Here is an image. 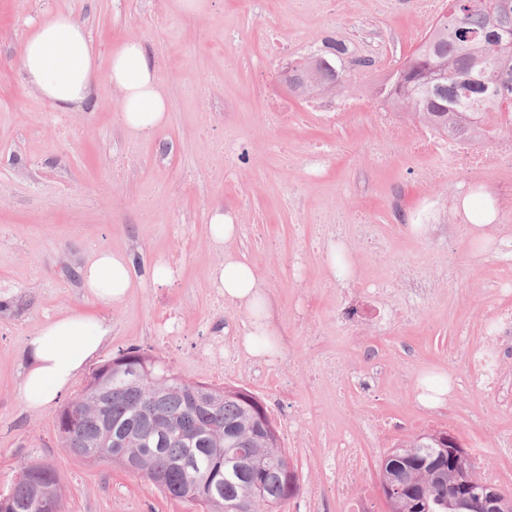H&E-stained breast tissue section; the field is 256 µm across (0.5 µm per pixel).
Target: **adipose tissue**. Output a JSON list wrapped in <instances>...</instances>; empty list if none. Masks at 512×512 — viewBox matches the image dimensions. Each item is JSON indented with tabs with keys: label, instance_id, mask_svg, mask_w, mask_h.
<instances>
[{
	"label": "adipose tissue",
	"instance_id": "1",
	"mask_svg": "<svg viewBox=\"0 0 512 512\" xmlns=\"http://www.w3.org/2000/svg\"><path fill=\"white\" fill-rule=\"evenodd\" d=\"M99 51L86 25L70 11L59 9L47 19L28 25L21 45L20 64L30 91L67 112L90 101L99 77H107L119 104V119L131 139L153 134L169 120V100L161 66L143 42L126 39L113 46L108 70H101ZM214 250L223 260L213 268L211 283L226 302L247 312L241 341L253 357L269 361L277 354L278 328L267 294L254 269L226 246L239 227L231 215L209 216ZM83 286L104 307L123 302L136 281L131 259L120 250L92 249L82 269ZM104 319L88 320L70 311L47 320L25 344V372L20 388L28 407L46 409L64 396L111 339Z\"/></svg>",
	"mask_w": 512,
	"mask_h": 512
}]
</instances>
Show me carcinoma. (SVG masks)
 Returning <instances> with one entry per match:
<instances>
[{
    "label": "carcinoma",
    "instance_id": "carcinoma-1",
    "mask_svg": "<svg viewBox=\"0 0 512 512\" xmlns=\"http://www.w3.org/2000/svg\"><path fill=\"white\" fill-rule=\"evenodd\" d=\"M445 2L425 41L378 94L439 133L495 140L512 132V63L502 61L512 44V0ZM324 48L314 63L320 85L333 94L346 89L345 64H371L351 56L343 42L327 41ZM118 356L149 374L117 370L114 357L93 369L57 414L61 448L124 468L136 458L137 475L195 512H283L299 484L285 481L289 453L276 421L261 425L257 404L223 386L185 380L155 353L128 348ZM116 426L129 427L118 451L112 447ZM447 438L445 431L422 433L385 455L381 487L391 512H483L475 496L457 511L437 497L456 480ZM7 496L0 512L63 509L49 464H22Z\"/></svg>",
    "mask_w": 512,
    "mask_h": 512
}]
</instances>
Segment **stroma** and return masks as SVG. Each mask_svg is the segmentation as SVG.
<instances>
[{
	"label": "stroma",
	"instance_id": "1",
	"mask_svg": "<svg viewBox=\"0 0 512 512\" xmlns=\"http://www.w3.org/2000/svg\"><path fill=\"white\" fill-rule=\"evenodd\" d=\"M199 20L185 17L175 0H0V494L6 493L22 463H52L66 512H189L122 466L90 464L60 448L55 431L58 406H27L19 383L22 348L48 317L76 310L107 318L112 341L100 355L108 360L131 346L163 354L182 377L254 393L277 421L300 487L329 477L325 459L341 435L353 438L366 464L376 512H388L379 482L382 457L423 431L452 434L467 449L484 447L478 471L500 470V488L512 486V457L491 436H478V417L495 412L490 396L471 395L454 418L421 407L404 381L426 371H454L459 330L481 334V312L467 300V283L478 279L489 308L503 304L496 288L512 280L494 251L474 253L469 239L453 236L450 224H423L429 205L456 193L455 177L433 186L417 181L405 163L375 160L390 145L368 114L377 97L357 94L365 118L326 131L313 103L287 87L286 68L320 50L326 38L344 41L351 53L370 57L366 23L381 21L383 50L400 62L415 46L408 29L420 25L409 10L382 21L379 0H209ZM69 10L88 27L101 58L129 37L140 39L163 63L170 100L168 124L145 140L130 139L121 126L117 99L100 79L93 101L69 113L72 136L56 139L54 108L35 97L19 66V48L28 23L56 9ZM236 38L227 47V38ZM266 91L268 107L255 97ZM237 130L248 151L236 176L225 183L210 174V147L225 129ZM234 216L241 230L232 243L254 265L273 311L288 326L276 365L255 378L205 361L201 342L211 336L237 339L243 311L224 316L215 309L210 281L219 257L208 236L214 210ZM360 214L393 240L381 256L356 243L354 270L321 288L326 256L313 253L301 279L289 280V261L301 224H337ZM120 248L134 260L142 287L116 307L88 298L79 272L92 247ZM465 255L458 285H438L435 274L450 253ZM180 260L171 286L148 282L153 264ZM390 276L400 288L416 289L418 320L379 324L377 309L363 298L358 282ZM313 307L328 341L348 365H359L365 349L378 352L385 372L373 396L349 390L346 407L319 397L309 382L289 383L288 362L314 352L304 327L294 322L301 303ZM343 305L357 332L352 345L337 338L330 312ZM175 318L178 347L164 344L159 326ZM366 413L387 427L368 432Z\"/></svg>",
	"mask_w": 512,
	"mask_h": 512
}]
</instances>
